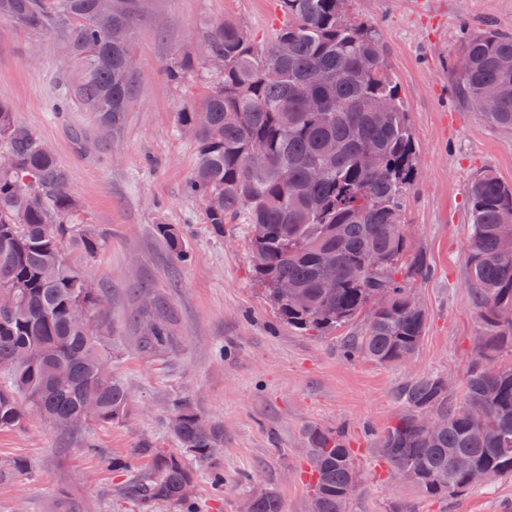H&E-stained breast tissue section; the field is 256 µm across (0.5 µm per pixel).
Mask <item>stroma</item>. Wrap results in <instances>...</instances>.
<instances>
[{"instance_id": "stroma-1", "label": "stroma", "mask_w": 512, "mask_h": 512, "mask_svg": "<svg viewBox=\"0 0 512 512\" xmlns=\"http://www.w3.org/2000/svg\"><path fill=\"white\" fill-rule=\"evenodd\" d=\"M347 9L380 33L421 158L404 222L429 273L398 280L427 322L414 357L395 365L349 352L361 323L322 335L281 323L254 276L244 223L216 232L185 191L197 147L178 132L176 116L207 93L208 81L198 69L173 86L166 68L176 56L198 55L218 22L267 42L283 19L277 0H145L133 40L137 91L109 134L78 103L55 111L74 76L58 42L0 21V100L53 148L104 241L95 257L68 256L105 298L92 320L109 325L112 372L130 393L127 416L111 425L64 430L34 419L0 432V512H140L126 492L133 471L104 461L143 441L175 450L168 418L180 400L224 428L216 465L224 484L197 467L199 512H243L247 490L258 486L277 492L283 512H309L313 429L342 433L351 450L361 485L349 512H512L511 477L438 500L396 481L380 452L383 431L404 409L401 387L436 374L463 385L486 334L466 263L468 207L484 173L512 183V131L470 110L449 71L485 27L512 34V0H350ZM162 224L184 234L186 261L171 255ZM149 293L170 304L179 338L160 358L140 351L131 320ZM18 458L28 474L7 476Z\"/></svg>"}]
</instances>
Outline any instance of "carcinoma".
Returning <instances> with one entry per match:
<instances>
[{"mask_svg":"<svg viewBox=\"0 0 512 512\" xmlns=\"http://www.w3.org/2000/svg\"><path fill=\"white\" fill-rule=\"evenodd\" d=\"M94 0H0V21L58 39L76 78L60 94L79 101L112 131L134 98L132 42L140 0H112L99 18ZM343 0H279L284 23L265 44L244 28L220 22L205 37L204 58L224 67L207 71L213 87L199 107L178 113L177 129L197 143L188 193L204 203L205 223L217 231L247 216L254 271L278 318L295 329L326 333L357 320L361 336L350 352L380 364L413 357L426 311L399 286L407 268L426 265L411 254L403 224L407 189L420 164L404 98L382 52L377 30L350 17ZM195 69L185 55L168 66L179 83ZM464 102L491 101L483 116L512 130V35L485 29L461 47L451 71ZM265 161L251 164L254 149ZM470 284L487 336L461 393L429 375L407 384L404 410L381 437L382 456L412 474L410 485L434 498L512 477V364L488 368L512 352V184L485 174L473 185L468 213ZM160 232L171 254L187 248L174 228ZM102 239L85 218L66 167L0 101V431L30 419L61 429L122 421L130 397L112 374V349L97 288H84L82 267L65 248L88 257ZM292 284L290 298L281 285ZM138 343L163 356L176 336L170 310L156 299L133 314ZM429 409L443 426L420 424ZM169 430L180 452L143 441L124 460L142 464L130 487L143 512L169 503L195 512V471L185 460L209 463L224 448V427L190 403L173 406ZM315 483L311 512H347L346 490L360 481L339 435L309 434ZM463 458L468 466L460 468ZM247 512H282L278 495H252Z\"/></svg>","mask_w":512,"mask_h":512,"instance_id":"carcinoma-1","label":"carcinoma"}]
</instances>
